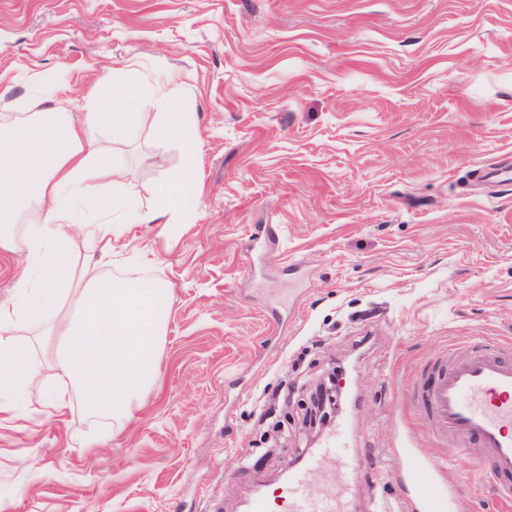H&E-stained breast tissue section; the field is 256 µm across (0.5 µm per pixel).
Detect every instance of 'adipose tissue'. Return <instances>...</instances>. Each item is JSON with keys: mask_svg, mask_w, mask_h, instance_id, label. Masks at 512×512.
Masks as SVG:
<instances>
[{"mask_svg": "<svg viewBox=\"0 0 512 512\" xmlns=\"http://www.w3.org/2000/svg\"><path fill=\"white\" fill-rule=\"evenodd\" d=\"M36 83L37 95L0 117V254H24L30 265L16 284L18 299L0 303V390L128 424L159 376L171 290L103 270L120 261L115 242L124 225L183 224L198 205L197 116L184 108L173 76L154 82L145 98L134 83L101 75L85 98L84 125L55 106L53 82ZM149 108L157 111L155 139L176 144L182 165L155 185L145 208L110 192L126 171L102 164L104 146L89 127L101 125L123 144ZM79 240L98 251L97 261L79 259ZM32 330L50 338V367L18 339Z\"/></svg>", "mask_w": 512, "mask_h": 512, "instance_id": "adipose-tissue-1", "label": "adipose tissue"}]
</instances>
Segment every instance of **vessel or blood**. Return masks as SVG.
Wrapping results in <instances>:
<instances>
[{"label": "vessel or blood", "instance_id": "b4317fda", "mask_svg": "<svg viewBox=\"0 0 512 512\" xmlns=\"http://www.w3.org/2000/svg\"><path fill=\"white\" fill-rule=\"evenodd\" d=\"M411 401L432 425L437 438L487 457L490 476L498 481V496L512 502V349L496 342L462 361L445 355L414 381ZM320 458L340 462V480L348 485L358 481L361 457L351 448L345 429H338L323 444ZM322 475L318 460L290 475L280 487L279 497L287 512H342L336 499L309 494L311 483ZM412 512H456V499L444 475H437L422 487Z\"/></svg>", "mask_w": 512, "mask_h": 512}]
</instances>
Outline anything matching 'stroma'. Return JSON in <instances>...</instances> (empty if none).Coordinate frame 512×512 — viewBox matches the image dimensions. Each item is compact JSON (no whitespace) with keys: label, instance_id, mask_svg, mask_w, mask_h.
<instances>
[{"label":"stroma","instance_id":"1","mask_svg":"<svg viewBox=\"0 0 512 512\" xmlns=\"http://www.w3.org/2000/svg\"><path fill=\"white\" fill-rule=\"evenodd\" d=\"M159 70L197 116L200 205L175 234L127 227L115 273L171 290L160 380L123 427L0 415V512H240L311 455L307 389L346 360L351 512L400 507L406 448L460 512H499L489 460L435 441L410 385L512 338V186L479 179L512 165V0H0V115L34 73L80 122L100 74ZM108 160L146 206L182 157L146 127Z\"/></svg>","mask_w":512,"mask_h":512}]
</instances>
